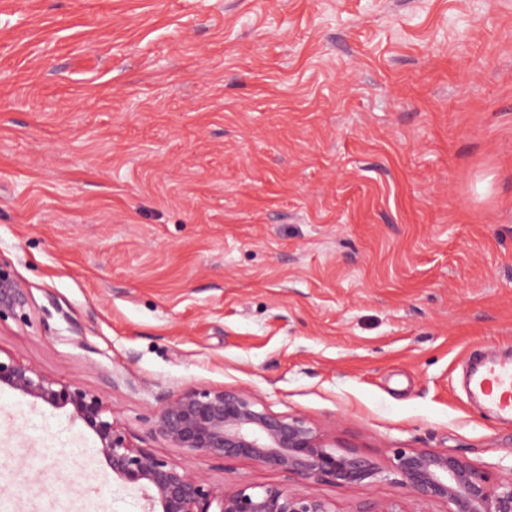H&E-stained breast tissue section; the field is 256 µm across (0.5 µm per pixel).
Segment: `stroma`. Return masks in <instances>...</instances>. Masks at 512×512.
Wrapping results in <instances>:
<instances>
[{
  "mask_svg": "<svg viewBox=\"0 0 512 512\" xmlns=\"http://www.w3.org/2000/svg\"><path fill=\"white\" fill-rule=\"evenodd\" d=\"M0 351L147 438L195 387L300 415L349 488L153 442L225 490L414 500L398 448L512 476L465 389L512 355V0H0ZM95 436L0 388V512H146ZM28 293L15 277L9 262L0 257V323L11 318L28 321Z\"/></svg>",
  "mask_w": 512,
  "mask_h": 512,
  "instance_id": "obj_1",
  "label": "stroma"
}]
</instances>
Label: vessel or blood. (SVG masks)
Wrapping results in <instances>:
<instances>
[{"label":"vessel or blood","instance_id":"vessel-or-blood-1","mask_svg":"<svg viewBox=\"0 0 512 512\" xmlns=\"http://www.w3.org/2000/svg\"><path fill=\"white\" fill-rule=\"evenodd\" d=\"M468 389L480 397L500 421L512 423V361L483 359L470 375Z\"/></svg>","mask_w":512,"mask_h":512}]
</instances>
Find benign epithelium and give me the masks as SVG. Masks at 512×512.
<instances>
[{
    "label": "benign epithelium",
    "mask_w": 512,
    "mask_h": 512,
    "mask_svg": "<svg viewBox=\"0 0 512 512\" xmlns=\"http://www.w3.org/2000/svg\"><path fill=\"white\" fill-rule=\"evenodd\" d=\"M28 293L9 262L0 259V322L28 321ZM55 407H71L91 430L99 451L121 481L151 491L150 512H336L333 502L280 485L241 483L227 492L184 464L142 446L114 417L112 405L76 381L50 378L19 358L0 357V387ZM151 439L218 458H251L286 472L328 475L343 488L383 475L369 458L337 454L328 438L300 415L257 407L246 391L188 387L165 400L148 419ZM393 472L417 503L442 501L447 512H512V477L495 479L461 456L398 448Z\"/></svg>",
    "instance_id": "benign-epithelium-1"
}]
</instances>
